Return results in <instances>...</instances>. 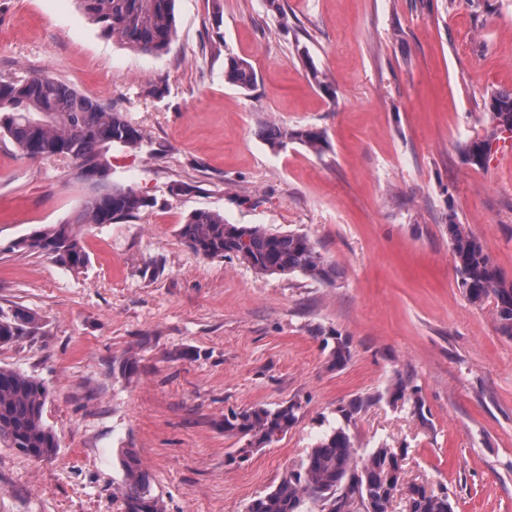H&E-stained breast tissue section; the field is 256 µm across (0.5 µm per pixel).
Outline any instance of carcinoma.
Returning <instances> with one entry per match:
<instances>
[{"mask_svg":"<svg viewBox=\"0 0 512 512\" xmlns=\"http://www.w3.org/2000/svg\"><path fill=\"white\" fill-rule=\"evenodd\" d=\"M87 17L106 36L118 38L129 49L161 55L176 37L174 0H78ZM229 83L251 89L256 81L252 67L230 56L224 65ZM490 120L495 130L512 132V94L491 98ZM0 133L30 159L56 158L71 163L76 176L102 185L83 204L74 224H51L31 240L13 247L27 248L50 256L69 271L89 263L79 225L103 226L137 216L155 205V199L133 188L106 184L112 167L109 151L120 145L141 147V131L120 112L78 94L68 85L45 73L0 76ZM265 139L284 148L297 140L319 151L324 132L313 128L270 126ZM491 139L471 141L464 154L469 163L485 159L484 145ZM186 246L204 258H236L264 275L302 274L314 280L332 281L336 266L317 250L310 238L298 231H270L261 225L240 226L224 222V215L195 210L179 228ZM448 238L457 273V285L473 305L494 302L497 332L512 339V282L507 281L481 241L461 224L448 222ZM40 318L27 309L0 314V344L7 345L39 328ZM347 338L334 336L330 351L332 366L340 368L350 359ZM394 401L409 405L411 413L423 416L418 389L397 379ZM49 397L47 385L22 371L0 367V446L27 448L29 460L43 462L57 457L60 441L45 420ZM363 407L353 399L338 409L343 422L326 431L297 466L282 473L278 483L249 503V512H390L396 496L405 512H455L448 493L436 494L425 485L404 479L405 452L382 444L359 454L348 432V423ZM299 404L286 402L275 407L255 405L230 410L224 415V433L259 448L288 432L297 421ZM122 478L118 488L123 512H165L152 477L131 448L118 451Z\"/></svg>","mask_w":512,"mask_h":512,"instance_id":"carcinoma-1","label":"carcinoma"}]
</instances>
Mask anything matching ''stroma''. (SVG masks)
Listing matches in <instances>:
<instances>
[{"instance_id":"35a3bbf8","label":"stroma","mask_w":512,"mask_h":512,"mask_svg":"<svg viewBox=\"0 0 512 512\" xmlns=\"http://www.w3.org/2000/svg\"><path fill=\"white\" fill-rule=\"evenodd\" d=\"M279 3L175 0L177 37L155 56L103 35L76 0H0V74L46 73L123 113L143 146L112 147L109 181L157 200L84 227L81 272L13 249L75 222L94 187L0 135V311L41 324L0 345V366L48 386L61 444L44 462L0 447V512H122L117 448L137 452L167 512H245L359 397V453L405 449L407 480L447 492L455 512H512V339L493 302L458 288L448 240L449 222L464 225L512 281V136L488 118L492 96L512 93V0ZM230 56L255 71L251 90L225 81ZM272 125L327 143L277 150ZM485 136L486 161L469 164ZM176 183L193 193L170 194ZM199 209L304 233L339 275L197 256L179 228ZM335 332L351 347L340 368L324 345ZM399 377L423 417L393 404ZM289 401L301 408L288 433L230 462L225 411Z\"/></svg>"}]
</instances>
